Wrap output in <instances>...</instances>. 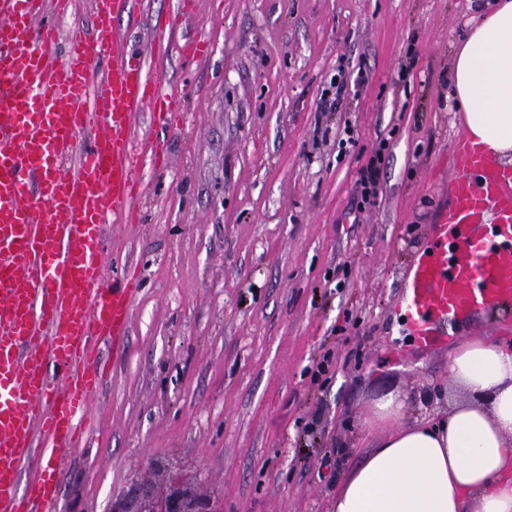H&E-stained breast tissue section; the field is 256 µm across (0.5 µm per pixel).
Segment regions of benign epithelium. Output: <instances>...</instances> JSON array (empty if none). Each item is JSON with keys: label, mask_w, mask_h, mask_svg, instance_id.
<instances>
[{"label": "benign epithelium", "mask_w": 512, "mask_h": 512, "mask_svg": "<svg viewBox=\"0 0 512 512\" xmlns=\"http://www.w3.org/2000/svg\"><path fill=\"white\" fill-rule=\"evenodd\" d=\"M157 472L164 483L162 491L135 486L112 499L110 512H223L219 499L198 493L186 481L167 477L166 468L159 467Z\"/></svg>", "instance_id": "1"}]
</instances>
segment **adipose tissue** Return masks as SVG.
Here are the masks:
<instances>
[{
	"instance_id": "1",
	"label": "adipose tissue",
	"mask_w": 512,
	"mask_h": 512,
	"mask_svg": "<svg viewBox=\"0 0 512 512\" xmlns=\"http://www.w3.org/2000/svg\"><path fill=\"white\" fill-rule=\"evenodd\" d=\"M451 81L466 137L512 155V0L463 32ZM450 376L476 403L429 425L403 423L394 398L380 402L389 433L342 482L332 512H512V347L465 340Z\"/></svg>"
}]
</instances>
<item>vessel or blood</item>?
<instances>
[{
  "label": "vessel or blood",
  "mask_w": 512,
  "mask_h": 512,
  "mask_svg": "<svg viewBox=\"0 0 512 512\" xmlns=\"http://www.w3.org/2000/svg\"><path fill=\"white\" fill-rule=\"evenodd\" d=\"M132 0H0V512H50L49 458L83 447L92 398L111 374L103 349L126 348L136 293L130 267L109 269V220L136 223L141 157L168 163L152 126L180 124L118 24ZM71 18L68 30L58 22ZM109 59L93 73L92 57ZM458 172L434 241L409 267L397 306L416 346L449 341L448 327L478 313L512 317V169L458 139Z\"/></svg>",
  "instance_id": "b4317fda"
}]
</instances>
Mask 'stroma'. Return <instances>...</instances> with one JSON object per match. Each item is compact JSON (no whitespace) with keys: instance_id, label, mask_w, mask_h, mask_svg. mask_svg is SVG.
Returning a JSON list of instances; mask_svg holds the SVG:
<instances>
[{"instance_id":"obj_1","label":"stroma","mask_w":512,"mask_h":512,"mask_svg":"<svg viewBox=\"0 0 512 512\" xmlns=\"http://www.w3.org/2000/svg\"><path fill=\"white\" fill-rule=\"evenodd\" d=\"M177 5L139 0L126 29L183 122L136 120L135 139L167 142L169 166L144 164L140 223L108 224L140 284L89 445L57 464L55 509L110 512L158 484L162 462L224 512H331L382 437L381 398L408 421L470 400L449 376L452 346L415 350L396 302L450 200L463 133L452 59L491 0H198L168 26ZM188 35L210 53L181 60ZM341 69L368 81L320 111ZM382 141L379 194L356 210Z\"/></svg>"}]
</instances>
